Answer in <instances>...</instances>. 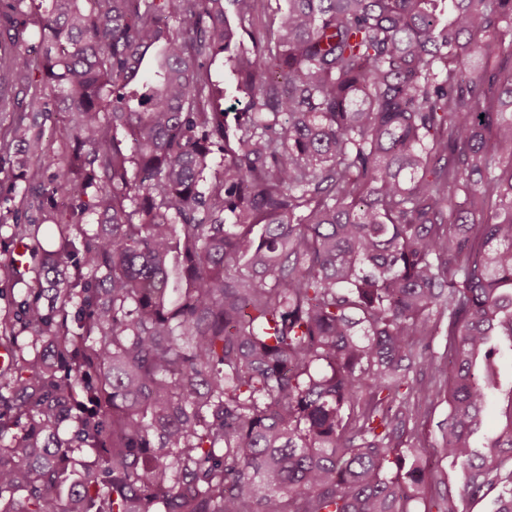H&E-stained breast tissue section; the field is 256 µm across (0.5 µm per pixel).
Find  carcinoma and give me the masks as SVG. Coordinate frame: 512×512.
Masks as SVG:
<instances>
[{
	"mask_svg": "<svg viewBox=\"0 0 512 512\" xmlns=\"http://www.w3.org/2000/svg\"><path fill=\"white\" fill-rule=\"evenodd\" d=\"M257 2L0 0V512H512V0ZM284 0H259L255 16V30L261 36L274 34L280 10L286 7ZM421 410L425 418L420 422V430L424 435V446L426 451H433V448L439 452L441 446V438L439 427L441 423H445L448 418V406L443 403L440 405H431L429 402L420 401ZM459 479V472H452L448 468V460H443L441 466L439 467V470L437 472H433L431 475H429V478L427 480V483L424 488V500L420 499L417 502H414L411 506V511L413 512H423L425 511V504L427 508V503L432 495V492L434 491V485L437 482H445L448 484V480L452 482H456ZM426 497V499H425Z\"/></svg>",
	"mask_w": 512,
	"mask_h": 512,
	"instance_id": "1",
	"label": "carcinoma"
}]
</instances>
